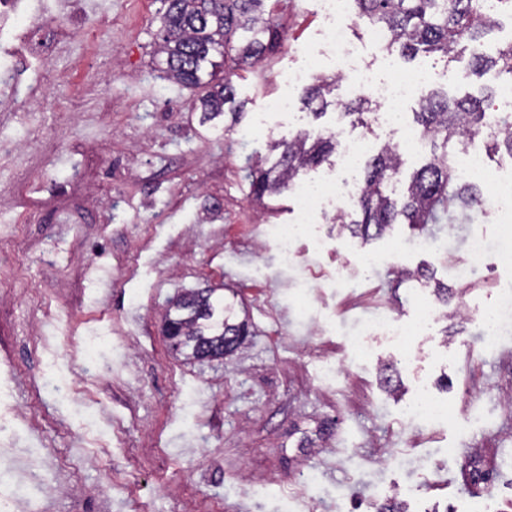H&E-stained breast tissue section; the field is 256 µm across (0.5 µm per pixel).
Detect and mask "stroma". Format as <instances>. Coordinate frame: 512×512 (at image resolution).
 <instances>
[{
    "instance_id": "stroma-1",
    "label": "stroma",
    "mask_w": 512,
    "mask_h": 512,
    "mask_svg": "<svg viewBox=\"0 0 512 512\" xmlns=\"http://www.w3.org/2000/svg\"><path fill=\"white\" fill-rule=\"evenodd\" d=\"M283 48L236 70L244 114L204 123L154 55L161 0H9L0 5V504L13 512H512V334L487 347L454 309L413 339L403 362L385 336L359 356L360 322L455 285L472 229L493 210L425 230L394 225L370 244L323 220L284 263L274 229L297 220L293 193L252 198L249 160L299 131L399 143L376 124L337 127L281 76L336 72L318 0H266ZM379 80L425 72L460 97L511 78L458 58L406 60L362 41ZM433 241L390 253L392 239ZM323 249H316V240ZM381 260L369 265L365 255ZM403 270L425 279L400 282ZM234 295L252 334L220 359L187 361L161 334L172 298ZM455 423L413 418L420 395ZM312 447H299L301 438ZM488 484L460 474L475 450Z\"/></svg>"
}]
</instances>
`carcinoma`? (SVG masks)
Segmentation results:
<instances>
[{"mask_svg": "<svg viewBox=\"0 0 512 512\" xmlns=\"http://www.w3.org/2000/svg\"><path fill=\"white\" fill-rule=\"evenodd\" d=\"M265 0H166L160 17L158 52L166 78L196 92L203 119L213 120L225 111L243 112L235 101L230 73L241 64H253L284 41L272 15L263 10ZM364 26L382 23L389 33L385 46L407 58L418 53H438L455 59L458 47L493 34L497 15L512 14V0H496L497 11L486 0H353ZM473 73L481 77L495 69L512 79V43L494 55L475 54ZM309 101L322 107L335 104L346 118L362 120L368 101L341 97L339 80L319 76L305 91ZM496 97L491 89L481 97H450L446 91L429 90L418 101L414 120L435 148L428 161L411 176L406 199L397 204L386 192L389 180L401 173L403 158L396 145H385L365 163L364 180L356 198V211L333 217L339 232H349L366 243L385 235L396 224L424 229L437 224L456 205L472 213L484 211L487 199L475 184H459L455 157L468 151L473 139L483 140L494 153L512 156V113L492 111ZM340 146L339 135L311 137L297 134L287 143L273 142L278 153L271 165H256L252 193L263 205L291 189L302 170L328 160ZM179 336L177 350L187 358H222L236 351L248 335L247 319H239L235 304L214 288L191 289L178 296L166 314Z\"/></svg>", "mask_w": 512, "mask_h": 512, "instance_id": "obj_1", "label": "carcinoma"}]
</instances>
